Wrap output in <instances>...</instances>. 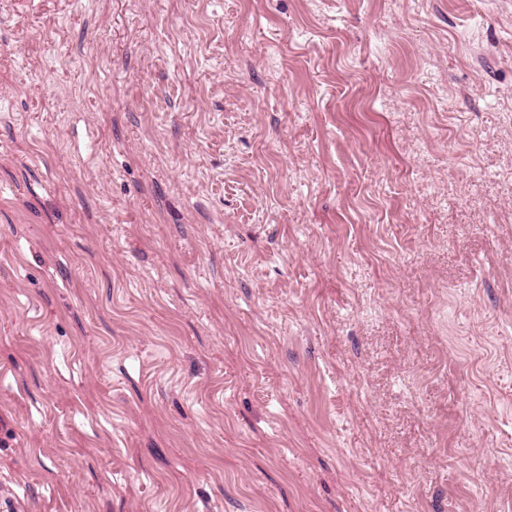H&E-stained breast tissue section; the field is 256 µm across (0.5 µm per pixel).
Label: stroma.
I'll use <instances>...</instances> for the list:
<instances>
[{
  "mask_svg": "<svg viewBox=\"0 0 512 512\" xmlns=\"http://www.w3.org/2000/svg\"><path fill=\"white\" fill-rule=\"evenodd\" d=\"M0 512H512V0H0Z\"/></svg>",
  "mask_w": 512,
  "mask_h": 512,
  "instance_id": "1",
  "label": "stroma"
}]
</instances>
